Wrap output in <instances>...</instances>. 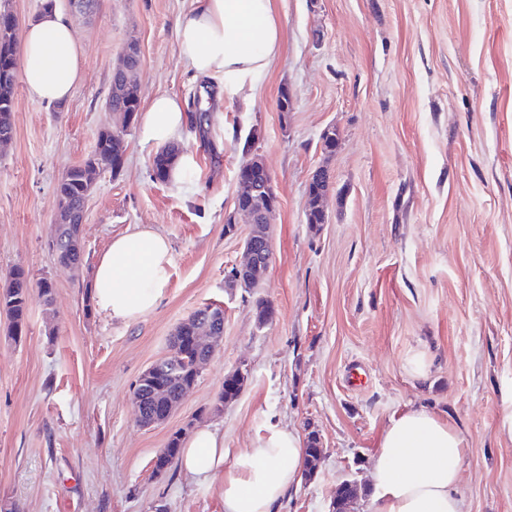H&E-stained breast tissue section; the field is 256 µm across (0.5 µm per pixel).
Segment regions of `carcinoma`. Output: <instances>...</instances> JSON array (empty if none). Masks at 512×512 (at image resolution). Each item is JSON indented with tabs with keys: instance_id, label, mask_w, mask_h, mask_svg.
<instances>
[{
	"instance_id": "1",
	"label": "carcinoma",
	"mask_w": 512,
	"mask_h": 512,
	"mask_svg": "<svg viewBox=\"0 0 512 512\" xmlns=\"http://www.w3.org/2000/svg\"><path fill=\"white\" fill-rule=\"evenodd\" d=\"M140 59V50L136 41L129 42L126 52L122 57L125 61L123 68L115 70L112 76V96L106 99V107L115 113L122 115L123 126L128 124L139 112L141 102L136 96V89L131 80L132 72L137 68ZM18 65L17 43H12L6 54H0V74L9 76L8 84H0V127L12 128V112L14 109V86ZM93 154L100 156L101 163L116 173L123 162V138L114 134L113 129L104 128L99 131ZM176 150L173 147H164L154 160L157 169H166V175H171ZM83 165H75L69 169V177L65 181L57 183L55 192L57 196L66 197L76 207L82 206L84 195ZM79 243V228L76 224H59L54 228L50 247L61 264H73L78 266L83 261V252L77 247ZM37 288L45 304H53L52 283L42 278L35 282L29 273L22 267L13 268L6 279L5 287L0 289V310L5 312L9 319V336L20 340L26 320L27 305L30 290ZM211 324L218 336L223 332L216 326V319L207 313V308H199L194 311L188 321L176 327L172 340L180 341L181 353L179 367L173 369L165 361L155 364L153 370L144 372L139 381L141 388L135 394L141 397V403L147 410L158 408L163 400L174 396L185 384L197 382L198 375L195 367L197 351L191 342L193 329ZM244 378L233 373L224 378V386L219 394V402L231 401L240 393ZM181 447V432H174L166 445L160 451L157 471L162 472L173 463ZM320 440L311 432L306 440L305 462L308 466L321 456Z\"/></svg>"
}]
</instances>
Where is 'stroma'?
I'll return each instance as SVG.
<instances>
[{"label": "stroma", "instance_id": "stroma-1", "mask_svg": "<svg viewBox=\"0 0 512 512\" xmlns=\"http://www.w3.org/2000/svg\"><path fill=\"white\" fill-rule=\"evenodd\" d=\"M54 2L81 79L62 107L33 103L16 81L14 136L0 147V284L19 266L55 297L49 307L31 293L20 341L0 317V512H224L218 483L176 464L153 474V458L180 429L213 425L232 453L270 422L317 433L324 450L279 512H331L347 478L360 487L354 512H369L382 433L413 407L465 440L464 512H512V0H274L280 55L254 97L220 100L178 54L176 19L193 0ZM131 39L142 104L170 94L188 106L180 145L195 178L157 183L158 146L133 122L121 169L87 203L84 261L65 268L49 246L55 186L101 129L121 127L105 101ZM251 131L280 206L272 263L247 293L225 273L249 226L225 232L224 216ZM319 169L327 217L310 224ZM135 229L165 235L172 265L159 306L126 324L94 311L88 283L112 238ZM259 298L274 308L262 327ZM210 303L224 307L214 356L165 424L140 426L138 378ZM238 370L241 392L219 403Z\"/></svg>", "mask_w": 512, "mask_h": 512}]
</instances>
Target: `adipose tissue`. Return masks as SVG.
Returning <instances> with one entry per match:
<instances>
[{"mask_svg": "<svg viewBox=\"0 0 512 512\" xmlns=\"http://www.w3.org/2000/svg\"><path fill=\"white\" fill-rule=\"evenodd\" d=\"M176 35L188 69L234 93L254 90L282 46L274 0H194L179 17ZM20 58L33 102L54 105L71 98L80 80L79 50L63 13L46 9L28 26ZM186 120L181 102L160 94L142 115L143 132L158 145L174 146ZM171 262V244L160 233L115 236L93 269L94 310L124 323L153 311ZM179 460L196 482L220 480L224 512H276L299 480L305 450L297 430L268 424L249 447L230 455L223 434L202 425L181 448ZM463 461V440L448 419L419 408L404 411L383 432L371 472L370 512H464L457 494Z\"/></svg>", "mask_w": 512, "mask_h": 512, "instance_id": "1", "label": "adipose tissue"}]
</instances>
